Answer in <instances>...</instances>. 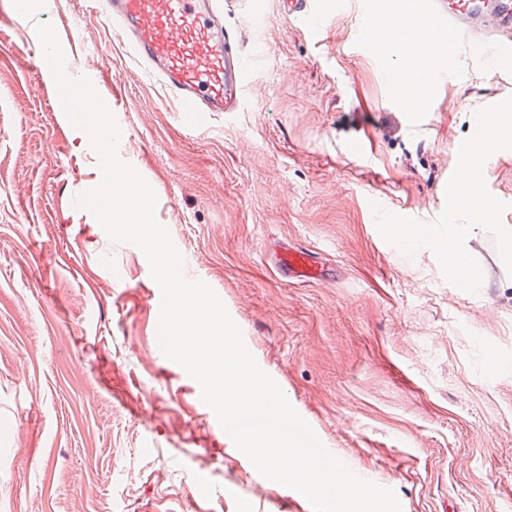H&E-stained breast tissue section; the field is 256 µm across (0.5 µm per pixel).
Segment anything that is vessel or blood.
Listing matches in <instances>:
<instances>
[{"instance_id":"b4317fda","label":"vessel or blood","mask_w":512,"mask_h":512,"mask_svg":"<svg viewBox=\"0 0 512 512\" xmlns=\"http://www.w3.org/2000/svg\"><path fill=\"white\" fill-rule=\"evenodd\" d=\"M106 20L116 24L140 61L159 75L178 104L182 123L202 128L215 112L236 111L250 88V64L236 35L222 21L220 0H102ZM440 14L470 42L512 43V0H435ZM290 17L320 30L322 0H288ZM284 278L309 281L321 271L303 247L275 250Z\"/></svg>"}]
</instances>
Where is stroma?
<instances>
[{
	"label": "stroma",
	"mask_w": 512,
	"mask_h": 512,
	"mask_svg": "<svg viewBox=\"0 0 512 512\" xmlns=\"http://www.w3.org/2000/svg\"><path fill=\"white\" fill-rule=\"evenodd\" d=\"M91 7L40 0L20 24L0 0V512H312L162 354L144 254L75 208L101 175L42 57L45 19L116 107L119 155L156 192L187 276L322 444L403 512H512V276L477 228L466 248L486 275L464 292L431 250L387 244L369 205L435 220L475 112L512 95V75L464 55L414 129L356 44L358 0L315 35L283 0H264L260 27L229 0L225 27L264 49L263 89L195 130ZM285 244L325 278L283 280Z\"/></svg>",
	"instance_id": "35a3bbf8"
}]
</instances>
